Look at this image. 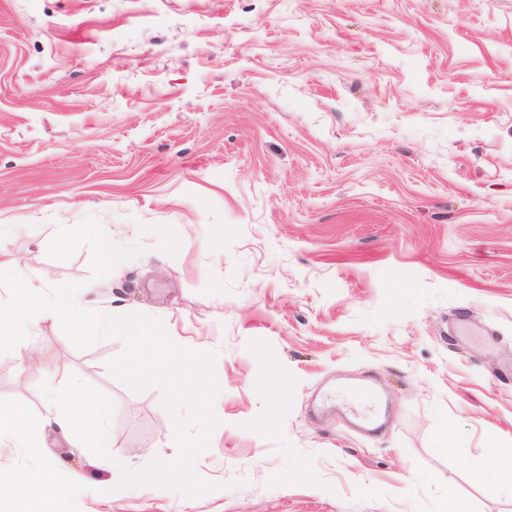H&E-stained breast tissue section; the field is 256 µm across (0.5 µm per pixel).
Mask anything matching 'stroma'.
Segmentation results:
<instances>
[{
	"instance_id": "35a3bbf8",
	"label": "stroma",
	"mask_w": 512,
	"mask_h": 512,
	"mask_svg": "<svg viewBox=\"0 0 512 512\" xmlns=\"http://www.w3.org/2000/svg\"><path fill=\"white\" fill-rule=\"evenodd\" d=\"M89 215L145 248L113 308L214 354L220 392L211 491L79 512H512L472 471L512 440V0H0V249L86 280L88 249L47 247ZM462 312L477 335L450 334ZM26 346L44 364L0 355V399L29 421L75 373L116 405L113 458L177 460L159 391L108 370L121 341ZM365 378L375 437L337 415L370 408ZM43 453L118 480L54 431Z\"/></svg>"
}]
</instances>
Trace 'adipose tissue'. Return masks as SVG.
Returning a JSON list of instances; mask_svg holds the SVG:
<instances>
[{
	"label": "adipose tissue",
	"mask_w": 512,
	"mask_h": 512,
	"mask_svg": "<svg viewBox=\"0 0 512 512\" xmlns=\"http://www.w3.org/2000/svg\"><path fill=\"white\" fill-rule=\"evenodd\" d=\"M43 414L38 426H30L15 404L0 401V443L17 448H36L44 428H51L83 448H101L107 441L110 404L93 392H79L62 398L52 390L41 395Z\"/></svg>",
	"instance_id": "adipose-tissue-1"
}]
</instances>
